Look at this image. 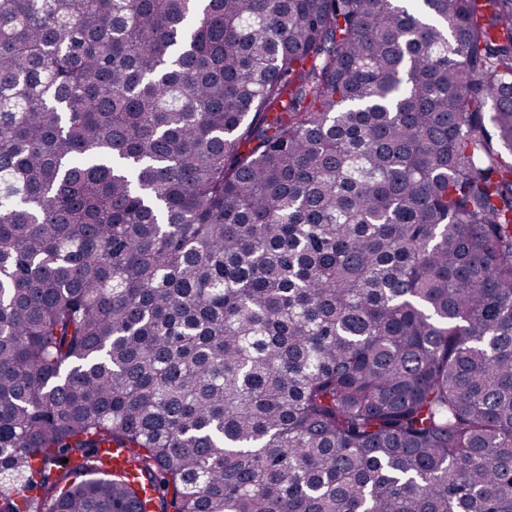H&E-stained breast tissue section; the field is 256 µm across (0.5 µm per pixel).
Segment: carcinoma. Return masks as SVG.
Segmentation results:
<instances>
[{"label":"carcinoma","mask_w":512,"mask_h":512,"mask_svg":"<svg viewBox=\"0 0 512 512\" xmlns=\"http://www.w3.org/2000/svg\"><path fill=\"white\" fill-rule=\"evenodd\" d=\"M25 472L512 512V0H0V512Z\"/></svg>","instance_id":"cac0c4a2"}]
</instances>
